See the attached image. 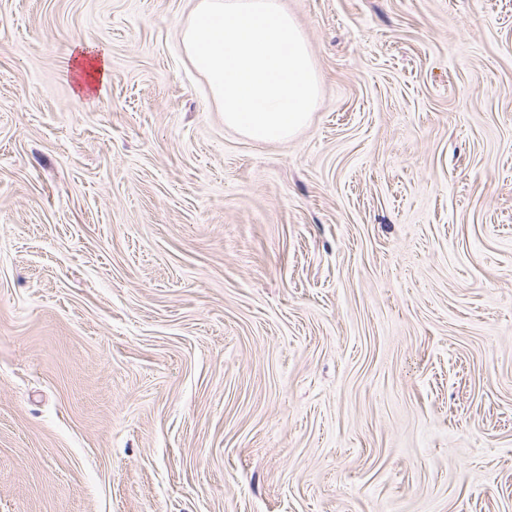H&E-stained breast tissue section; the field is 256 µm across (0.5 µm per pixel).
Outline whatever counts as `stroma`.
<instances>
[{
    "label": "stroma",
    "mask_w": 512,
    "mask_h": 512,
    "mask_svg": "<svg viewBox=\"0 0 512 512\" xmlns=\"http://www.w3.org/2000/svg\"><path fill=\"white\" fill-rule=\"evenodd\" d=\"M281 2L264 144L196 0H0V512H512V0ZM74 51L78 53L75 62L81 70L84 84L93 89L96 88L98 83H104L107 77V61L105 56L94 54L91 48L84 47L82 44H77ZM84 84H80L82 89L85 86Z\"/></svg>",
    "instance_id": "obj_1"
}]
</instances>
